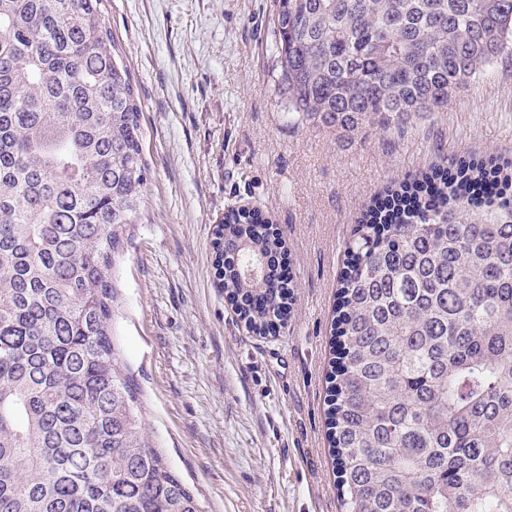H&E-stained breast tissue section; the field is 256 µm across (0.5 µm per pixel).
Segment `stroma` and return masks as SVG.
Listing matches in <instances>:
<instances>
[{"label": "stroma", "mask_w": 512, "mask_h": 512, "mask_svg": "<svg viewBox=\"0 0 512 512\" xmlns=\"http://www.w3.org/2000/svg\"><path fill=\"white\" fill-rule=\"evenodd\" d=\"M274 0H105L141 105V221L116 259L112 339L146 431L204 512H340L325 374L344 242L373 198L440 158L512 161V56L403 129L351 143L288 117ZM277 224L295 284L258 335L224 298L213 230Z\"/></svg>", "instance_id": "1"}]
</instances>
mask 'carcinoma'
<instances>
[{"mask_svg":"<svg viewBox=\"0 0 512 512\" xmlns=\"http://www.w3.org/2000/svg\"><path fill=\"white\" fill-rule=\"evenodd\" d=\"M288 116L344 141L436 112L512 49V0H275ZM104 0H0V512H203L112 340L140 104ZM247 328L292 280L257 211L216 225ZM328 439L345 512H512V161L387 188L345 243Z\"/></svg>","mask_w":512,"mask_h":512,"instance_id":"cac0c4a2","label":"carcinoma"}]
</instances>
